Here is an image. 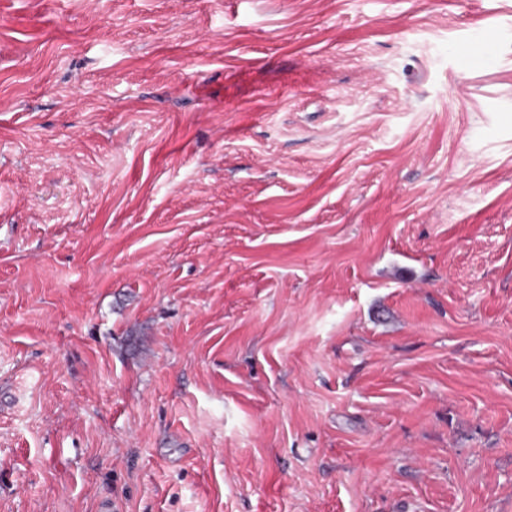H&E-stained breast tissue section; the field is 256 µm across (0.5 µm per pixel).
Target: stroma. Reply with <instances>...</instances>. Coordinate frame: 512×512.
<instances>
[{
    "label": "stroma",
    "instance_id": "35a3bbf8",
    "mask_svg": "<svg viewBox=\"0 0 512 512\" xmlns=\"http://www.w3.org/2000/svg\"><path fill=\"white\" fill-rule=\"evenodd\" d=\"M512 512V0H0V512Z\"/></svg>",
    "mask_w": 512,
    "mask_h": 512
}]
</instances>
